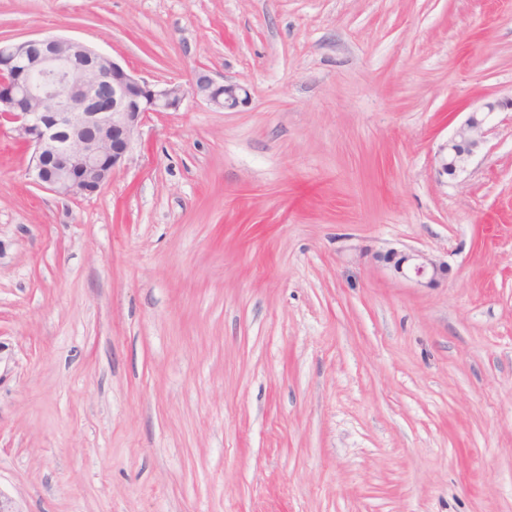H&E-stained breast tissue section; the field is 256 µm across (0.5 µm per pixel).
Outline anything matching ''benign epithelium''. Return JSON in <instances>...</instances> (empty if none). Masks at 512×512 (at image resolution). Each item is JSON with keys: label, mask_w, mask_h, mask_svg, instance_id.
I'll return each instance as SVG.
<instances>
[{"label": "benign epithelium", "mask_w": 512, "mask_h": 512, "mask_svg": "<svg viewBox=\"0 0 512 512\" xmlns=\"http://www.w3.org/2000/svg\"><path fill=\"white\" fill-rule=\"evenodd\" d=\"M49 76L39 90L34 76ZM240 87L201 68L185 87L150 84L107 54L57 35L11 42L0 48V125L33 148L32 183L71 198L99 191L131 150L147 114L179 107L186 96L218 109L239 103ZM508 102H485L468 113L441 148V172L455 178L484 142L486 126ZM375 260L419 288H435L451 267L422 251L391 248Z\"/></svg>", "instance_id": "benign-epithelium-1"}]
</instances>
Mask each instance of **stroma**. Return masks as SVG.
<instances>
[{"label":"stroma","mask_w":512,"mask_h":512,"mask_svg":"<svg viewBox=\"0 0 512 512\" xmlns=\"http://www.w3.org/2000/svg\"><path fill=\"white\" fill-rule=\"evenodd\" d=\"M154 84L94 194L0 128V494L22 512H512V0H0ZM448 261L434 289L373 259ZM512 109L508 102H485L468 112L467 117L455 129L448 142L441 148V172L454 179L465 169L468 162L484 142L486 126L498 109Z\"/></svg>","instance_id":"obj_1"}]
</instances>
